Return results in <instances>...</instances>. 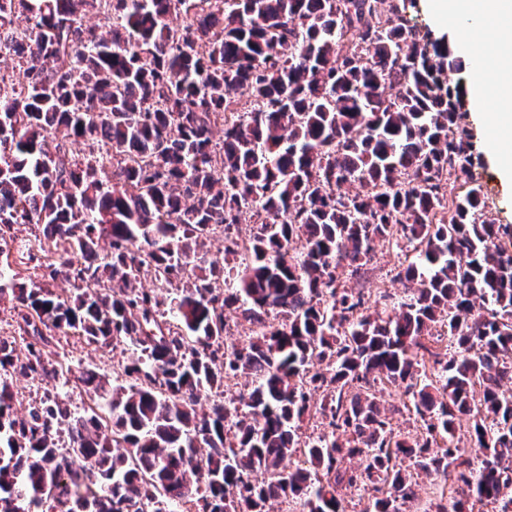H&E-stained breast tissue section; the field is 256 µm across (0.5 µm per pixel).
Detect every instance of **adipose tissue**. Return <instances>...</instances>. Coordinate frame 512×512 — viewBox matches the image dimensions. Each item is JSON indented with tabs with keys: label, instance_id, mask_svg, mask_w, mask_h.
<instances>
[{
	"label": "adipose tissue",
	"instance_id": "obj_1",
	"mask_svg": "<svg viewBox=\"0 0 512 512\" xmlns=\"http://www.w3.org/2000/svg\"><path fill=\"white\" fill-rule=\"evenodd\" d=\"M428 10L471 62L475 107L492 132L498 177L512 187V58L498 51L512 42V0H428Z\"/></svg>",
	"mask_w": 512,
	"mask_h": 512
}]
</instances>
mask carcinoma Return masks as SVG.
I'll return each mask as SVG.
<instances>
[{
  "mask_svg": "<svg viewBox=\"0 0 512 512\" xmlns=\"http://www.w3.org/2000/svg\"><path fill=\"white\" fill-rule=\"evenodd\" d=\"M415 7L0 0V63L21 75L0 74V242L41 228L42 278L73 286L20 281L0 247V301L31 338L20 357L0 337V512H346L341 486L402 512L416 470L453 485L424 512H512V224L485 216L466 89L448 82L462 61ZM246 214L251 254L231 266ZM218 228L223 258L203 266ZM379 241L413 248L402 296L342 280ZM232 308L246 347L224 341ZM57 336L133 348L132 383L89 371L83 413L48 397L18 414L9 377L59 378ZM239 376L238 399L211 397ZM379 380L423 435L394 433ZM314 417L327 430L301 439Z\"/></svg>",
  "mask_w": 512,
  "mask_h": 512,
  "instance_id": "carcinoma-1",
  "label": "carcinoma"
}]
</instances>
